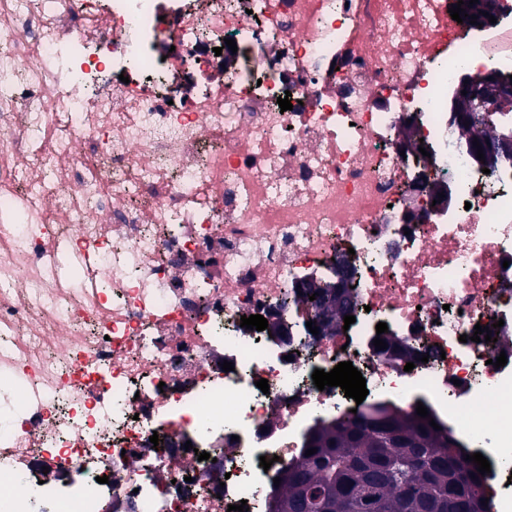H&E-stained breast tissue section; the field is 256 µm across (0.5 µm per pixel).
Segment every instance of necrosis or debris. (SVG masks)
Returning <instances> with one entry per match:
<instances>
[{
	"instance_id": "4bbe7bcc",
	"label": "necrosis or debris",
	"mask_w": 512,
	"mask_h": 512,
	"mask_svg": "<svg viewBox=\"0 0 512 512\" xmlns=\"http://www.w3.org/2000/svg\"><path fill=\"white\" fill-rule=\"evenodd\" d=\"M453 2L0 0V512H269L344 361L512 512V159L452 110L512 76V0ZM342 257L356 321L309 335L295 285ZM272 313L287 341L240 325Z\"/></svg>"
}]
</instances>
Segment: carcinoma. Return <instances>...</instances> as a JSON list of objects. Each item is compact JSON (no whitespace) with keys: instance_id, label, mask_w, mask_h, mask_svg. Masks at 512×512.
I'll list each match as a JSON object with an SVG mask.
<instances>
[{"instance_id":"1","label":"carcinoma","mask_w":512,"mask_h":512,"mask_svg":"<svg viewBox=\"0 0 512 512\" xmlns=\"http://www.w3.org/2000/svg\"><path fill=\"white\" fill-rule=\"evenodd\" d=\"M456 104L467 132L491 136L482 103ZM307 448L317 452L279 474L271 512H486L476 464L414 409L322 424Z\"/></svg>"}]
</instances>
